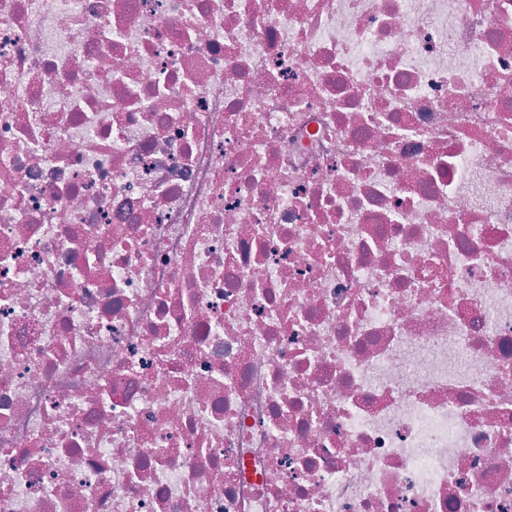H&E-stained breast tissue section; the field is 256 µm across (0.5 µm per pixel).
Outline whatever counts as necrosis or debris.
Listing matches in <instances>:
<instances>
[{
	"label": "necrosis or debris",
	"mask_w": 512,
	"mask_h": 512,
	"mask_svg": "<svg viewBox=\"0 0 512 512\" xmlns=\"http://www.w3.org/2000/svg\"><path fill=\"white\" fill-rule=\"evenodd\" d=\"M0 512H512V0H0Z\"/></svg>",
	"instance_id": "1"
}]
</instances>
